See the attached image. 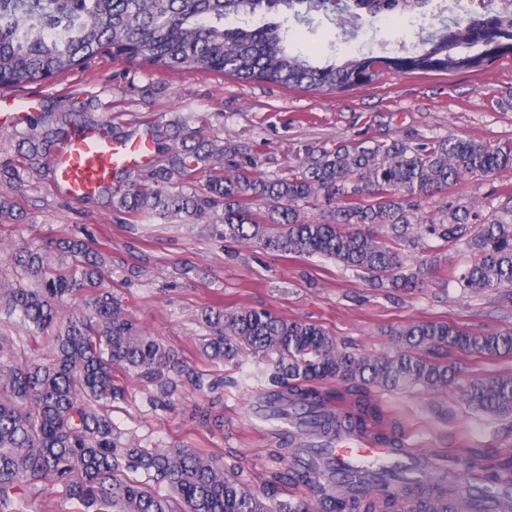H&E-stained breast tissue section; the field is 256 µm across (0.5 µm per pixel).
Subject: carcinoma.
I'll return each instance as SVG.
<instances>
[{"label": "carcinoma", "mask_w": 512, "mask_h": 512, "mask_svg": "<svg viewBox=\"0 0 512 512\" xmlns=\"http://www.w3.org/2000/svg\"><path fill=\"white\" fill-rule=\"evenodd\" d=\"M432 0H0V88L47 81L85 67L104 53L155 71L195 68L282 87L327 92L371 83L375 64L403 73L478 74L512 56V0L483 13L465 9L434 20ZM347 13L360 28L379 15H430L425 36L409 51L313 64L289 50L288 21L310 25L313 14ZM149 123L121 130L96 119L91 105L44 109L26 117L18 158L0 165V183L18 185L21 172H38L79 129L102 128L115 139L144 137L152 166L122 189L102 184L96 195L132 217L183 218L211 224L226 242L248 243L284 255L321 256L352 270L373 288H422L435 258L467 247L471 260L449 275L463 291L512 294V193L484 215L462 195L429 211L425 205L462 177L487 179L512 168V143L492 146L447 135L410 145L402 140L340 143L311 152L276 177L258 174L254 158L224 168L236 149L206 138L208 118ZM201 171V193L175 189ZM322 202L321 219L308 208ZM429 261L405 273L414 250ZM25 283L0 288V310L19 316L47 349L42 360L19 361L14 341L0 336V512H21L25 491L50 481L80 512H306L278 499L289 479L306 486L324 512H353L360 501L328 493L336 464L325 448L337 435L355 434L402 447L396 426L372 402L368 388H456L470 408L512 417V374L463 375L434 353L458 349L488 357L512 356V328L469 331L422 321L396 330L392 354L345 350L322 326L248 307H206L197 317L207 331L203 353L236 363L244 354L269 357L276 389L260 394L270 415L322 440L321 461L286 478L273 475L258 489L224 468L215 454L181 448H143L112 424V404L125 399L115 372L135 374L174 396L182 385L209 397L198 408L206 422L221 402L219 379L197 372L171 347L145 333L104 286L109 262L79 237L50 241L15 256ZM79 302L64 318L63 307ZM336 381L347 393L325 391ZM485 492L512 512V453L496 455L481 475ZM165 485L169 493L158 487ZM402 490L399 471L385 470L367 488L379 512H391ZM464 490L438 481L426 512H455Z\"/></svg>", "instance_id": "1"}]
</instances>
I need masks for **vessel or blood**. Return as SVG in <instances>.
Wrapping results in <instances>:
<instances>
[{"instance_id": "vessel-or-blood-1", "label": "vessel or blood", "mask_w": 512, "mask_h": 512, "mask_svg": "<svg viewBox=\"0 0 512 512\" xmlns=\"http://www.w3.org/2000/svg\"><path fill=\"white\" fill-rule=\"evenodd\" d=\"M152 145L145 139L118 142L102 130H81L72 135L51 164L56 188L75 201L92 196L112 174L132 170L149 160ZM333 453L338 462L390 459V450L367 439L340 436Z\"/></svg>"}]
</instances>
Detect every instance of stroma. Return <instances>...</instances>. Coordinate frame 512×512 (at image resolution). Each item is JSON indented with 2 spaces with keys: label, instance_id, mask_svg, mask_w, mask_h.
Returning a JSON list of instances; mask_svg holds the SVG:
<instances>
[{
  "label": "stroma",
  "instance_id": "stroma-1",
  "mask_svg": "<svg viewBox=\"0 0 512 512\" xmlns=\"http://www.w3.org/2000/svg\"><path fill=\"white\" fill-rule=\"evenodd\" d=\"M403 27L372 19L357 35H343L338 22L319 18L290 37L294 51L314 60L380 56L402 39ZM21 106L63 107L90 101L113 123L206 115V136L223 138L252 155L261 175L286 172L308 149L339 142L399 139L409 144L457 134L491 145L512 142V58L478 75L403 74L380 69L374 82L344 92L314 93L264 82H241L190 68L171 74L102 56L84 69L22 88L6 90ZM512 190V169L488 180L464 178L455 191L435 196L438 207L454 194L484 206ZM14 206L0 216V284L21 278L13 254L50 238L84 232L90 247L109 254L104 284L151 335L177 350L197 371L224 381V426L207 429L193 412L199 400L182 388L169 409L149 402L154 388L136 376H120L124 401L115 403L117 431L146 448L204 449L223 456L227 467L251 487L262 476L287 474L275 428L280 422L255 411L268 388V361L242 356L238 366L211 361L201 350L197 323L207 306L268 309L286 318L320 324L339 346L356 353L385 354L390 334L415 321H441L472 330L512 328V300L493 291L463 293L448 277L465 264L466 248L447 253L427 287L410 292L374 289L356 272L317 256L289 258L213 236L205 224L154 218L140 220L112 210L105 200L75 202L60 194L50 170L27 174L21 188L0 185ZM372 397L393 420L408 451L469 484L491 456L512 452V418L471 411L453 390L421 389Z\"/></svg>",
  "mask_w": 512,
  "mask_h": 512
}]
</instances>
